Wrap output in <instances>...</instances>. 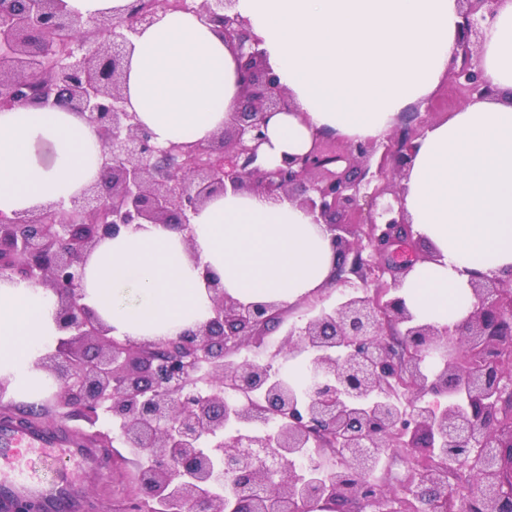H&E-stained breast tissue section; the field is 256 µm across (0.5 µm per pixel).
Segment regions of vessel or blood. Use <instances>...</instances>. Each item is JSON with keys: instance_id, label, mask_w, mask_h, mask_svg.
Returning a JSON list of instances; mask_svg holds the SVG:
<instances>
[{"instance_id": "b4317fda", "label": "vessel or blood", "mask_w": 512, "mask_h": 512, "mask_svg": "<svg viewBox=\"0 0 512 512\" xmlns=\"http://www.w3.org/2000/svg\"><path fill=\"white\" fill-rule=\"evenodd\" d=\"M38 454L59 460L63 470L80 469V479L41 480L30 465ZM107 470L104 453L63 425H20L0 418V512H14L21 501L38 504L42 512H84L90 488Z\"/></svg>"}]
</instances>
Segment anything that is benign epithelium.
<instances>
[{
    "label": "benign epithelium",
    "mask_w": 512,
    "mask_h": 512,
    "mask_svg": "<svg viewBox=\"0 0 512 512\" xmlns=\"http://www.w3.org/2000/svg\"><path fill=\"white\" fill-rule=\"evenodd\" d=\"M235 2L196 8L237 58L235 111L211 139L167 147L154 144L124 95L132 37L168 12L161 0L100 20L112 41L90 49L61 0L0 9V110L57 107L64 87L68 109L102 146L101 177L80 195L0 215V278L17 275L58 298L62 336L41 359L58 383L54 407L92 428L102 415L118 424L122 447L147 460L136 479L151 512H336L350 504L377 512L371 484L348 476L393 447L411 450L415 512H445L450 466L471 462L481 479L453 512H512V273L476 277L464 321H416L397 295L414 262L396 260L390 247L413 233L389 174L410 166L420 133L350 143L342 154L315 144L264 167L270 119L295 106ZM466 3L452 75L469 94L489 96L470 45L501 0ZM229 191L295 202L325 226L338 256L337 306L288 327L278 305H243L214 280L204 324L160 343L108 335L82 303L88 253L143 224L187 231L212 197ZM277 330L280 349L307 358L305 383L269 364L224 359ZM228 473L233 495L224 494Z\"/></svg>",
    "instance_id": "7a95c632"
}]
</instances>
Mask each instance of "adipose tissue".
I'll use <instances>...</instances> for the list:
<instances>
[{
  "instance_id": "obj_1",
  "label": "adipose tissue",
  "mask_w": 512,
  "mask_h": 512,
  "mask_svg": "<svg viewBox=\"0 0 512 512\" xmlns=\"http://www.w3.org/2000/svg\"><path fill=\"white\" fill-rule=\"evenodd\" d=\"M236 12L297 106L271 118L265 167L309 151L317 133L382 141L395 119L445 79L460 38L457 0H237ZM237 63L192 11L162 15L134 39L125 94L157 146L221 132L234 110ZM493 94L416 139L403 179L414 235L437 260L420 262L400 294L424 322L453 324L474 308V277L512 270V0L478 49ZM101 143L77 113L33 104L0 111V214L68 202L100 178ZM336 259L322 225L297 204L250 194L212 198L190 235L145 224L101 240L84 265V304L111 336L158 342L212 315L209 279L244 304L316 297ZM57 297L20 277L0 279V379L37 403L54 380L40 367L58 336Z\"/></svg>"
}]
</instances>
